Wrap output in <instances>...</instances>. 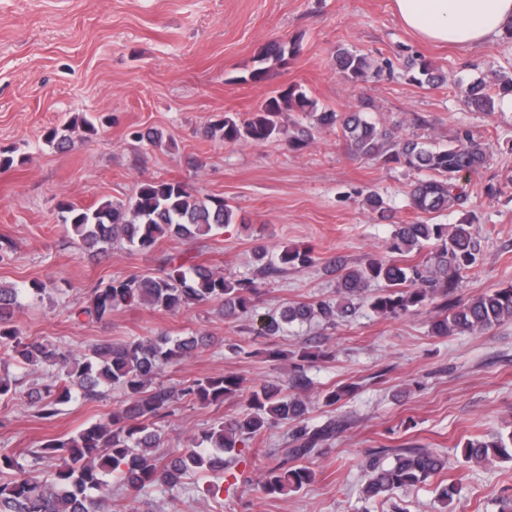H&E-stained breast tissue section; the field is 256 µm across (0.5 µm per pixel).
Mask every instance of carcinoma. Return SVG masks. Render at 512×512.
<instances>
[{"label": "carcinoma", "instance_id": "obj_1", "mask_svg": "<svg viewBox=\"0 0 512 512\" xmlns=\"http://www.w3.org/2000/svg\"><path fill=\"white\" fill-rule=\"evenodd\" d=\"M297 47L273 41L261 48L249 79L261 81L267 72L262 63L284 60ZM336 71L355 86L378 81L388 62L344 48L336 50ZM411 78L419 84H442L445 76L423 56L407 60ZM464 101L479 110L491 112L495 100L512 97V78L497 83V88L477 80L461 89ZM299 112L314 121L313 127L341 133L349 152L360 159L400 164L421 175L410 194V207L421 213H436L462 208L469 193L462 178L471 177L489 164L492 151L481 136L469 128L457 130L444 146L429 145L419 137H402L395 127L387 128L364 113L315 111L314 102L299 84L265 98L253 112L239 118L230 114L210 124L205 137L225 143L241 141L262 144L284 139L288 147L300 149L308 137L306 129L295 134L282 125L283 111ZM82 137L97 133L93 121L68 125L65 133L54 129L48 140L64 149L72 134ZM362 206L371 212L386 210L384 199L376 192H357ZM62 224L87 253L105 252L114 245H127L150 252L158 240L176 238L195 240L215 228L232 224L237 209L218 196H200L189 183L176 180H147L127 200H107L81 207L59 201ZM431 248L421 261L404 263L395 254L421 252ZM390 258L368 256L359 265L349 267L333 260L338 273L336 299L315 303H296L279 314L261 319L260 335L275 336L292 324L314 320L336 327V319L356 311L354 299L374 283L383 287L372 297L370 308L382 317L397 318L430 306L435 315L430 323L436 336L482 332L512 320V288L479 293L462 301L455 297L463 279L477 262L480 244L472 225L427 224L416 221L396 224L387 246ZM257 273L265 278L288 270H302L314 262L310 248L282 250L272 260L262 249L255 251ZM256 278H227L223 273L195 261V257L167 256L153 276L130 274L124 278L101 279L90 290L87 301L73 312L77 322H101L118 307L151 306L166 311L202 303H216L224 317L237 318L255 310L259 293ZM47 285L31 281L25 285L0 284V348L17 367H42L45 383L21 390L24 377L0 376V398L19 397L37 408L41 419H50L60 406L78 397L97 402L103 389L118 387L126 396L124 408L109 418L92 423L68 437H51L35 448L27 449L32 459L27 465L20 456L0 453V512H112V486L133 495L146 487L169 490L185 487L191 472L217 475L219 480L206 486L212 497L224 490V465L238 445L264 435L280 423H293L291 447L263 451V489L268 495L298 491L313 480V471L300 464L322 451V447L347 427L342 416L331 417L310 426L308 407L302 394L310 390L311 379L305 364L331 356L329 351L303 350L296 354L292 373L285 383H263L249 393V409L238 418L218 421L190 439L189 444L161 458L154 453L162 440L160 420L176 400L202 405H220L228 397L242 392L243 379L237 375H216L193 379L173 389L157 382L164 366L192 357L204 345L198 335H159L132 338L121 342L103 341L92 347V355L83 359L47 340H22L12 325L22 301L40 298ZM355 387H332L323 394L327 406L350 396ZM512 434L475 437L463 443L461 453L468 462H483L492 456L512 459L508 445ZM61 460L48 474L36 465L47 459ZM448 461L427 448H400L387 463L373 457L365 465L362 499L366 502L386 498L397 491L426 483L447 467Z\"/></svg>", "mask_w": 512, "mask_h": 512}]
</instances>
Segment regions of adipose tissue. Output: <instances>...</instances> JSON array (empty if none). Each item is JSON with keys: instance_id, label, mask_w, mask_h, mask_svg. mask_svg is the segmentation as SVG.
Segmentation results:
<instances>
[{"instance_id": "1", "label": "adipose tissue", "mask_w": 512, "mask_h": 512, "mask_svg": "<svg viewBox=\"0 0 512 512\" xmlns=\"http://www.w3.org/2000/svg\"><path fill=\"white\" fill-rule=\"evenodd\" d=\"M402 24L421 39L475 45L512 23V0H394Z\"/></svg>"}]
</instances>
